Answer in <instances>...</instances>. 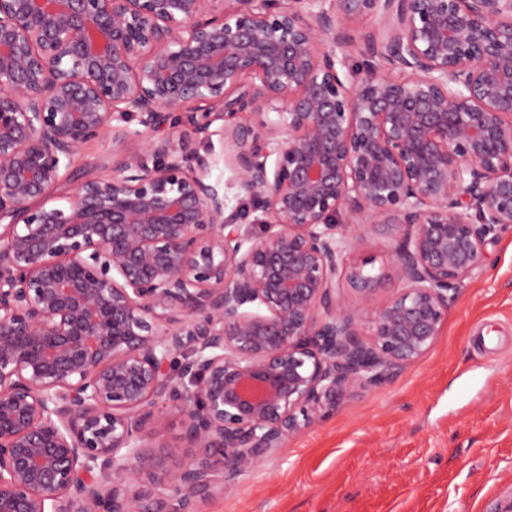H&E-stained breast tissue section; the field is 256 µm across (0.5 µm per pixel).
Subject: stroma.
Masks as SVG:
<instances>
[{
  "mask_svg": "<svg viewBox=\"0 0 512 512\" xmlns=\"http://www.w3.org/2000/svg\"><path fill=\"white\" fill-rule=\"evenodd\" d=\"M82 178L112 173V139L84 144ZM385 265L368 310L401 288L389 257L402 230L371 226ZM433 348L393 381L347 394L336 412L271 450L230 494L197 512H500L512 504V227L487 247Z\"/></svg>",
  "mask_w": 512,
  "mask_h": 512,
  "instance_id": "1",
  "label": "stroma"
}]
</instances>
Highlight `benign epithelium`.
<instances>
[{"instance_id":"7a95c632","label":"benign epithelium","mask_w":512,"mask_h":512,"mask_svg":"<svg viewBox=\"0 0 512 512\" xmlns=\"http://www.w3.org/2000/svg\"><path fill=\"white\" fill-rule=\"evenodd\" d=\"M212 2L0 0V512H196L427 353L512 227V0ZM368 224L403 230L370 315ZM80 178H106L112 174V134L84 144L77 155ZM230 173L227 169L224 171V165L220 161L212 171V181L219 180L220 186L224 185V193L229 202V210L231 208H238L245 212V219L242 221L245 224L257 223L258 220L263 218V213L257 210L253 204L244 199L242 195L238 194L237 188L229 181ZM384 273L380 289L364 304L370 312L383 307L402 286L395 264H386ZM156 414L159 419L157 430L163 435L164 441L174 447L177 457L183 459L194 454L195 448H187L186 443L181 439V418L173 403L160 402L156 407Z\"/></svg>"}]
</instances>
